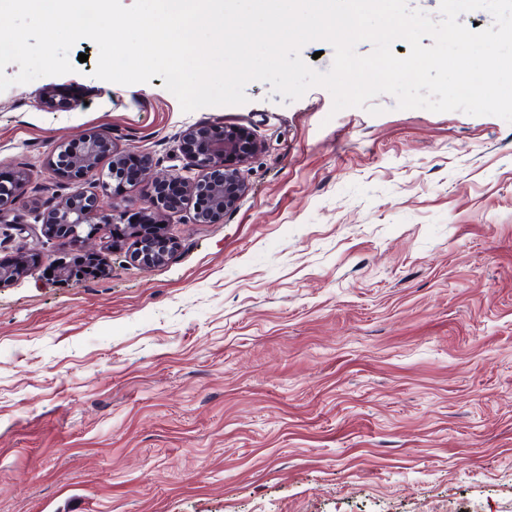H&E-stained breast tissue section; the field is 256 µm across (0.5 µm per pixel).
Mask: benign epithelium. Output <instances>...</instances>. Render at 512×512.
<instances>
[{
    "instance_id": "obj_1",
    "label": "benign epithelium",
    "mask_w": 512,
    "mask_h": 512,
    "mask_svg": "<svg viewBox=\"0 0 512 512\" xmlns=\"http://www.w3.org/2000/svg\"><path fill=\"white\" fill-rule=\"evenodd\" d=\"M180 138L186 174H164L145 182L144 203L135 212H128L125 201L112 190L114 181L119 186L137 181V173L123 169L126 151L115 147L110 136L91 133L59 146L48 159L46 171L56 180L51 199L39 203L28 195L33 183L29 169L15 171L11 187L0 185V223L11 216L12 223L20 225L18 211H31L46 238L82 247L97 236L101 226L114 223L117 216L125 217L127 229L137 237L134 260L144 268L161 265L176 249V241L161 227L169 212V189L196 203L194 223H220L248 192L243 167L260 149L255 136L237 126L192 125ZM105 156L111 158L108 179L99 180L96 188L86 186ZM24 270L22 258H0V287L18 279Z\"/></svg>"
}]
</instances>
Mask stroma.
<instances>
[{
  "label": "stroma",
  "instance_id": "stroma-1",
  "mask_svg": "<svg viewBox=\"0 0 512 512\" xmlns=\"http://www.w3.org/2000/svg\"><path fill=\"white\" fill-rule=\"evenodd\" d=\"M69 58L0 92L1 178L54 192L50 152L94 131L162 173L194 124L261 149L151 269L109 226L80 250L0 224L28 262L0 287V512H512V123L261 81L186 113L162 77H94L91 40Z\"/></svg>",
  "mask_w": 512,
  "mask_h": 512
}]
</instances>
